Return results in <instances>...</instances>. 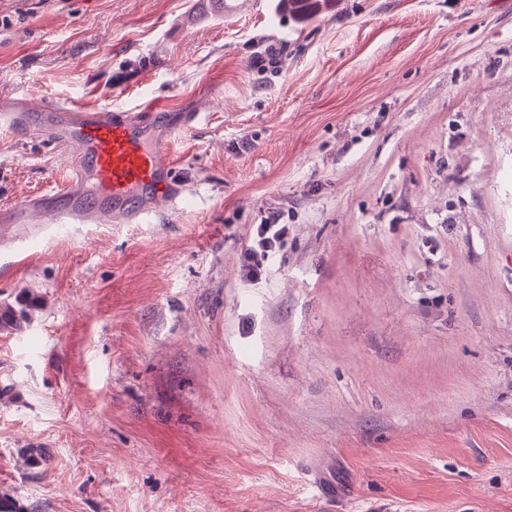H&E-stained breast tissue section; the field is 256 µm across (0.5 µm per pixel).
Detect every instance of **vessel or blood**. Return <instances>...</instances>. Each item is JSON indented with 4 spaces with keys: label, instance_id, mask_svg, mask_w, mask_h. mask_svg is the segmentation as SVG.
<instances>
[{
    "label": "vessel or blood",
    "instance_id": "vessel-or-blood-1",
    "mask_svg": "<svg viewBox=\"0 0 512 512\" xmlns=\"http://www.w3.org/2000/svg\"><path fill=\"white\" fill-rule=\"evenodd\" d=\"M151 112H115L101 106L53 103L31 109L25 96L14 97L9 111L0 114L28 134L71 147V177L62 203L33 197L0 213V222L25 223L29 214L46 211L55 224H91L100 216L136 223L150 214L158 199L178 203L182 189L173 177L170 144L154 141L147 129Z\"/></svg>",
    "mask_w": 512,
    "mask_h": 512
}]
</instances>
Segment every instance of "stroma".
Segmentation results:
<instances>
[{
	"mask_svg": "<svg viewBox=\"0 0 512 512\" xmlns=\"http://www.w3.org/2000/svg\"><path fill=\"white\" fill-rule=\"evenodd\" d=\"M0 0V101L185 112L179 205L0 233V497L512 512V0ZM281 48L258 69L259 44ZM66 156L0 125V210ZM284 248L246 280L251 225Z\"/></svg>",
	"mask_w": 512,
	"mask_h": 512,
	"instance_id": "35a3bbf8",
	"label": "stroma"
}]
</instances>
